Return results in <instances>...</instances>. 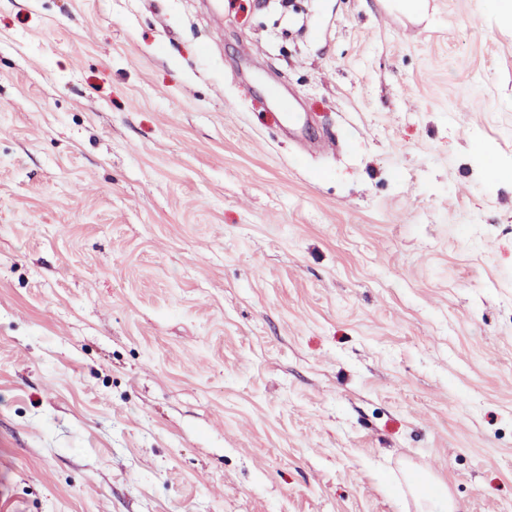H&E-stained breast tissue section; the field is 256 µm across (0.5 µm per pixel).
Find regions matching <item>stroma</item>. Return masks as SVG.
Returning a JSON list of instances; mask_svg holds the SVG:
<instances>
[{
	"label": "stroma",
	"mask_w": 512,
	"mask_h": 512,
	"mask_svg": "<svg viewBox=\"0 0 512 512\" xmlns=\"http://www.w3.org/2000/svg\"><path fill=\"white\" fill-rule=\"evenodd\" d=\"M295 3L0 0V512H512V29ZM428 491L420 495L421 501L430 510L426 512H451L453 506L448 500V493L444 485L438 482H427Z\"/></svg>",
	"instance_id": "35a3bbf8"
}]
</instances>
